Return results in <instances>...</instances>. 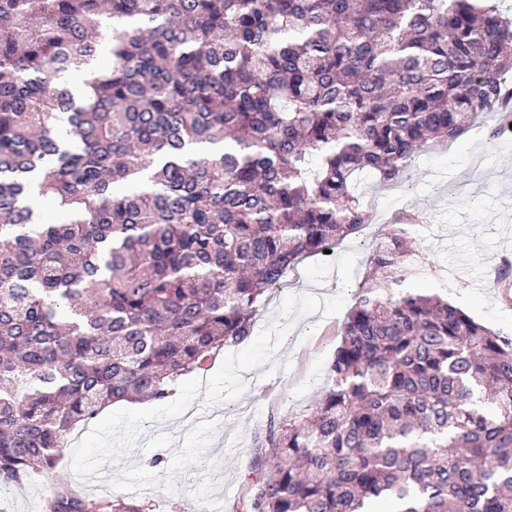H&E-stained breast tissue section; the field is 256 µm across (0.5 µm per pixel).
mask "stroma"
I'll return each instance as SVG.
<instances>
[{
	"label": "stroma",
	"instance_id": "obj_1",
	"mask_svg": "<svg viewBox=\"0 0 512 512\" xmlns=\"http://www.w3.org/2000/svg\"><path fill=\"white\" fill-rule=\"evenodd\" d=\"M486 126L421 153L395 186L359 176L370 221L330 252L289 269L247 340L208 370L181 379L161 402L109 407L82 444L61 451L54 479L0 484V512H40L54 484H81L100 498L133 496L147 512H241L251 452L270 418L312 405L327 389L338 331L354 304L376 237L402 209L419 211L417 238L438 273L453 269L448 297L494 332L512 337V306L491 282L512 258V135L487 151ZM162 468H154V458Z\"/></svg>",
	"mask_w": 512,
	"mask_h": 512
}]
</instances>
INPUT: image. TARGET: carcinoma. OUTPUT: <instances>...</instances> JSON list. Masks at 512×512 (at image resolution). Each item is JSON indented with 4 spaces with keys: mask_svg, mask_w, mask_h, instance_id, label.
I'll list each match as a JSON object with an SVG mask.
<instances>
[{
    "mask_svg": "<svg viewBox=\"0 0 512 512\" xmlns=\"http://www.w3.org/2000/svg\"><path fill=\"white\" fill-rule=\"evenodd\" d=\"M511 74L487 0H0V481L245 341L366 223L357 177L398 183ZM46 199L65 221L33 223ZM418 223L372 245L331 385L254 442L274 475L243 512H512V339L448 300ZM44 509L145 512L72 484Z\"/></svg>",
    "mask_w": 512,
    "mask_h": 512,
    "instance_id": "cac0c4a2",
    "label": "carcinoma"
}]
</instances>
